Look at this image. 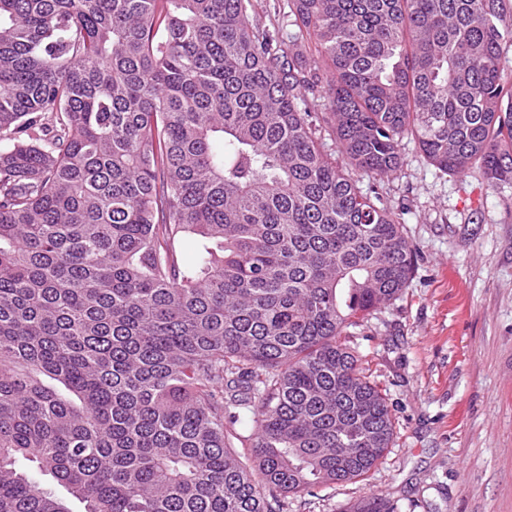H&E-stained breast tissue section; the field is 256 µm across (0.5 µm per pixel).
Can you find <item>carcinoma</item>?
<instances>
[{
    "mask_svg": "<svg viewBox=\"0 0 512 512\" xmlns=\"http://www.w3.org/2000/svg\"><path fill=\"white\" fill-rule=\"evenodd\" d=\"M253 12L0 0V512H284L392 446L346 336L403 296L415 249L354 174L396 171L410 139L512 185V14L288 0L294 51L325 64L305 75Z\"/></svg>",
    "mask_w": 512,
    "mask_h": 512,
    "instance_id": "1",
    "label": "carcinoma"
}]
</instances>
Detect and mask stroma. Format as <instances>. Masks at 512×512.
I'll return each mask as SVG.
<instances>
[{
	"label": "stroma",
	"mask_w": 512,
	"mask_h": 512,
	"mask_svg": "<svg viewBox=\"0 0 512 512\" xmlns=\"http://www.w3.org/2000/svg\"><path fill=\"white\" fill-rule=\"evenodd\" d=\"M377 189L417 252L402 298L354 337L393 405L394 444L367 481L292 497L337 512L370 493L398 512H512V188L447 175L404 140Z\"/></svg>",
	"instance_id": "35a3bbf8"
}]
</instances>
